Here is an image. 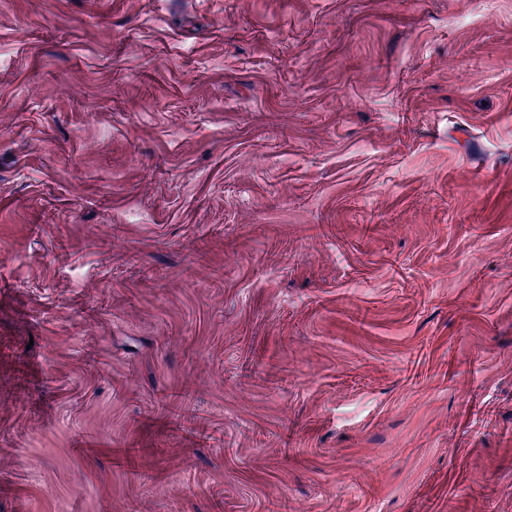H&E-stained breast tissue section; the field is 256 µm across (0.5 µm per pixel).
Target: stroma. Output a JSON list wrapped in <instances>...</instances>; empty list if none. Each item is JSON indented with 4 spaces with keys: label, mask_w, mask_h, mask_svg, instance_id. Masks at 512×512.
I'll list each match as a JSON object with an SVG mask.
<instances>
[{
    "label": "stroma",
    "mask_w": 512,
    "mask_h": 512,
    "mask_svg": "<svg viewBox=\"0 0 512 512\" xmlns=\"http://www.w3.org/2000/svg\"><path fill=\"white\" fill-rule=\"evenodd\" d=\"M0 512H512V0H0Z\"/></svg>",
    "instance_id": "35a3bbf8"
}]
</instances>
